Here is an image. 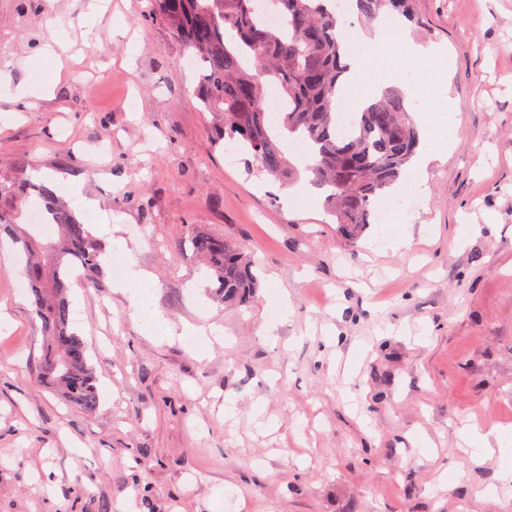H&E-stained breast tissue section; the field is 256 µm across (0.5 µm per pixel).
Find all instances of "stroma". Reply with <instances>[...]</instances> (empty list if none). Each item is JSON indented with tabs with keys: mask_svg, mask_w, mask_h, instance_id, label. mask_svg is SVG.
Returning <instances> with one entry per match:
<instances>
[{
	"mask_svg": "<svg viewBox=\"0 0 512 512\" xmlns=\"http://www.w3.org/2000/svg\"><path fill=\"white\" fill-rule=\"evenodd\" d=\"M148 4L0 0V173L82 177L70 207L151 276L169 327L132 317L110 264L71 284L85 412L40 382L41 322L0 250V512H512V460L459 450L473 424L512 427V0H414L410 34L438 55L389 80L416 81L410 111L457 105L420 123L422 150L451 123L458 139L354 242L215 145ZM192 224L243 248L253 302L208 296ZM204 320L224 339L199 357L181 335Z\"/></svg>",
	"mask_w": 512,
	"mask_h": 512,
	"instance_id": "stroma-1",
	"label": "stroma"
}]
</instances>
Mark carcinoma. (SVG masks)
Segmentation results:
<instances>
[{"label":"carcinoma","mask_w":512,"mask_h":512,"mask_svg":"<svg viewBox=\"0 0 512 512\" xmlns=\"http://www.w3.org/2000/svg\"><path fill=\"white\" fill-rule=\"evenodd\" d=\"M357 21L382 14L411 16V0H350ZM148 16L162 18L199 65L195 97L219 130L216 143L250 155L263 175L286 182L295 174L291 144L303 140L314 159L312 184L352 240L373 222L372 205L399 183L421 145L405 95L389 87L362 111L339 112L338 92L348 46L343 20L327 0H150ZM275 16L284 24H273ZM285 103L267 112L269 92ZM39 209L55 228L35 236L29 212ZM25 257L23 275L44 326L41 379L88 413L99 407L88 347L70 326L72 271L92 277L102 248L91 225L78 219L55 190L28 182L23 170L0 177V234ZM192 252L218 282L227 306L253 298L257 277L242 249L189 226Z\"/></svg>","instance_id":"1"}]
</instances>
